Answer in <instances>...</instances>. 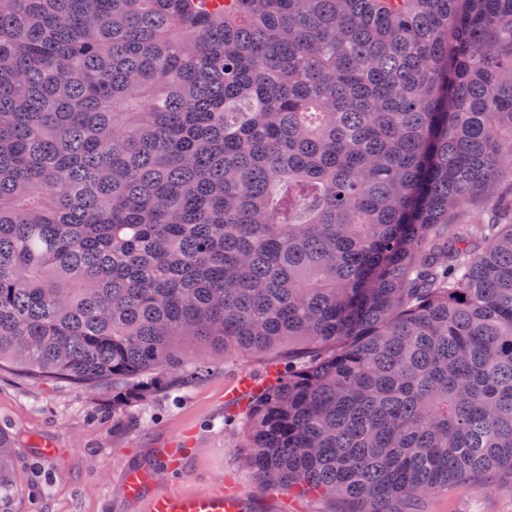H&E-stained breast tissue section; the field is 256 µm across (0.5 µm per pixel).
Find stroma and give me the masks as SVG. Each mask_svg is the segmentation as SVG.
I'll return each mask as SVG.
<instances>
[{"mask_svg":"<svg viewBox=\"0 0 512 512\" xmlns=\"http://www.w3.org/2000/svg\"><path fill=\"white\" fill-rule=\"evenodd\" d=\"M263 378L256 363L218 365L202 380L147 406L148 422L117 423L112 417V387L82 388L66 382L47 384L0 369V430L13 436L17 479L6 512H145L146 498L172 484L160 448L194 429V451L186 463L180 490L206 492L224 480L241 490L252 512H338L337 501L302 497L293 501L261 490L249 467L240 434L225 427L226 415L244 410L225 400L224 391L239 376ZM60 448L43 455L44 443ZM151 470L154 481L139 501L122 487L132 468ZM425 512H512V486L478 490L452 488L425 499Z\"/></svg>","mask_w":512,"mask_h":512,"instance_id":"35a3bbf8","label":"stroma"}]
</instances>
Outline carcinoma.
Returning <instances> with one entry per match:
<instances>
[{"instance_id": "cac0c4a2", "label": "carcinoma", "mask_w": 512, "mask_h": 512, "mask_svg": "<svg viewBox=\"0 0 512 512\" xmlns=\"http://www.w3.org/2000/svg\"><path fill=\"white\" fill-rule=\"evenodd\" d=\"M239 358L266 491L512 474V0H0V363L121 418Z\"/></svg>"}]
</instances>
